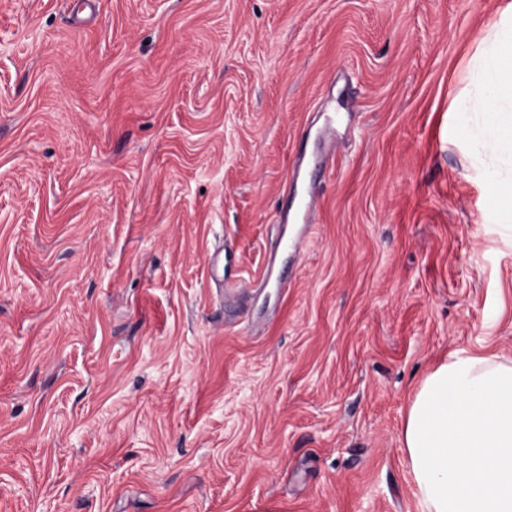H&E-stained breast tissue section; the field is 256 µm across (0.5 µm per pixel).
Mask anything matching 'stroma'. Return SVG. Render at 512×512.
Listing matches in <instances>:
<instances>
[{"label":"stroma","instance_id":"stroma-1","mask_svg":"<svg viewBox=\"0 0 512 512\" xmlns=\"http://www.w3.org/2000/svg\"><path fill=\"white\" fill-rule=\"evenodd\" d=\"M85 1L0 0V512H420L419 382L512 357V152L456 102L512 0ZM326 155L308 154L305 151L297 153L294 163V177L302 180L306 188L304 193L295 195L289 202L288 196L283 202L281 211H279L276 222L281 231L276 241V246L271 255L276 257L285 255H296L300 253L308 243L309 229L312 226L311 215L313 212V202L315 199V189L317 176L323 171L327 164ZM291 215L299 216V223H293L297 230L293 234H288L287 226Z\"/></svg>","mask_w":512,"mask_h":512}]
</instances>
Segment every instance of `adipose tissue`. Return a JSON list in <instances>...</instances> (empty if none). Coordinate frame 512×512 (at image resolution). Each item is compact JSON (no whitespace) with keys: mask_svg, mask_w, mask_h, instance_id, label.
<instances>
[{"mask_svg":"<svg viewBox=\"0 0 512 512\" xmlns=\"http://www.w3.org/2000/svg\"><path fill=\"white\" fill-rule=\"evenodd\" d=\"M482 87L468 100L490 112L512 147V12L485 37ZM400 441L421 512H512V358L450 352L420 383Z\"/></svg>","mask_w":512,"mask_h":512,"instance_id":"ef3b65f1","label":"adipose tissue"}]
</instances>
